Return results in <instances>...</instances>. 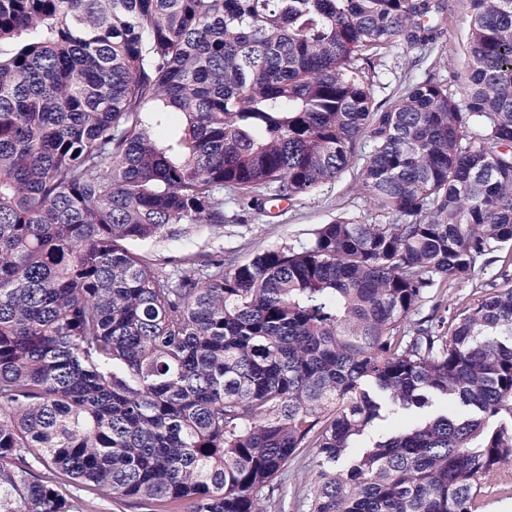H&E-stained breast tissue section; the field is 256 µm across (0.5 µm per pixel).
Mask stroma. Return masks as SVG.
Segmentation results:
<instances>
[{"mask_svg": "<svg viewBox=\"0 0 512 512\" xmlns=\"http://www.w3.org/2000/svg\"><path fill=\"white\" fill-rule=\"evenodd\" d=\"M444 3L445 10L432 16L433 24L441 31L435 42L417 46L397 42L376 57L371 76V93L376 104L390 105L408 88L428 79L447 85L455 97L463 96L464 43L469 18L463 0H444ZM374 147L372 138L363 137L357 144L354 161L335 180L278 208H255L246 204L243 193L227 188L218 194L224 202L223 224H196L188 232L135 242L131 248L154 259L158 269L166 272L181 264L184 257L199 261L213 252L222 253L224 264L229 267L269 249L302 247L315 228L339 216L362 224L384 223V216L360 182L362 163ZM510 273L512 248H505L479 264L473 280L439 283L414 316L420 319L431 314L448 315L473 303L487 290L501 284L503 275ZM316 479L314 452L308 449L291 463L279 490L263 499L265 512H309L310 493Z\"/></svg>", "mask_w": 512, "mask_h": 512, "instance_id": "35a3bbf8", "label": "stroma"}]
</instances>
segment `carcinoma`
I'll return each instance as SVG.
<instances>
[{"label": "carcinoma", "mask_w": 512, "mask_h": 512, "mask_svg": "<svg viewBox=\"0 0 512 512\" xmlns=\"http://www.w3.org/2000/svg\"><path fill=\"white\" fill-rule=\"evenodd\" d=\"M465 3L463 98L384 108L372 59L434 41L431 0H0V512H85L73 485L263 512L305 448L310 512H484L512 482V277L407 328L512 244V0ZM365 134L400 223L198 277L129 248L224 223L226 186L309 194ZM499 473H491L486 480V492L493 491L488 498L485 512H512V489H504L499 484Z\"/></svg>", "instance_id": "1"}]
</instances>
